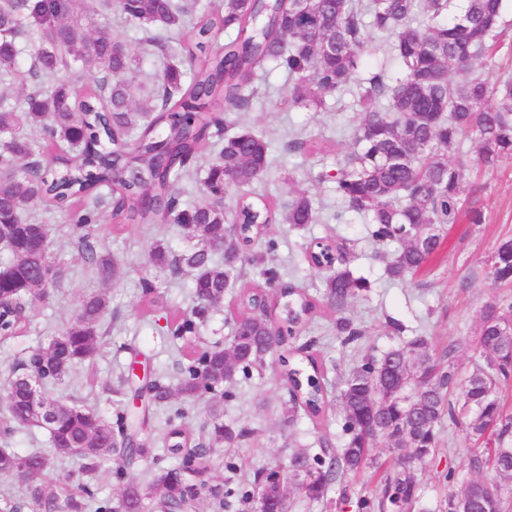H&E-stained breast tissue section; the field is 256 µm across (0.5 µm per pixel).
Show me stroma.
Masks as SVG:
<instances>
[{
	"label": "stroma",
	"instance_id": "35a3bbf8",
	"mask_svg": "<svg viewBox=\"0 0 512 512\" xmlns=\"http://www.w3.org/2000/svg\"><path fill=\"white\" fill-rule=\"evenodd\" d=\"M291 88L285 74L273 72L266 84L261 85L259 98L238 116L240 125L266 136L275 162L266 180L255 184L254 189L265 194L271 203H279L285 190L281 168L286 165L293 169L296 190L307 192L315 204L334 203L331 183L310 181L308 173L334 169L337 154L351 148L353 117L357 111L354 98L348 93L328 98L326 108L318 111L291 108L287 105ZM292 134L322 143L327 148L326 153L285 157L283 145ZM463 194L483 213L482 224L464 221L449 226L439 253L411 281L388 280L382 264L374 257L376 244L368 238L361 220L354 216L347 217L342 224L324 219L301 230L283 223L271 225L270 234L278 240L279 246L267 261L297 286L307 289L310 295L319 296L323 276L301 263L300 257L315 239L336 235L347 244L351 270L370 283L366 297L350 309L351 317L363 323L367 330L359 349L382 351L397 344V337L386 327L390 317L403 321L415 334L428 337L435 349H443L450 339L474 331L481 306L494 295L485 277L486 260L498 239L512 236V162L480 177L477 185H464ZM41 218L53 230L54 251L65 261L69 276L51 299L37 303L27 335L0 347V382L7 377L14 358L47 342L49 333L68 321L86 294L105 292L112 298V318L104 345L92 361L78 367L64 384L49 389L48 394L53 398H74L104 417H112L115 398L107 387L112 384L118 368L126 366L134 357L142 365L160 371L170 369L172 364L168 341L153 322L140 315L142 278L157 279L168 298L184 308L191 305L190 278L145 265L144 257L154 240L149 225L132 224L124 234L116 235L112 232V218L106 215L97 226V234L120 260L122 273L117 280L101 282L85 271L76 248L65 236L63 219L49 212L42 213ZM259 282L256 271L250 270L240 285L226 291L223 305L211 312L201 330V344H211L227 336L228 323L239 312L242 289ZM335 318V313L328 308L318 307L307 329L308 336L320 341L328 367L326 383L331 388L348 371L355 352L337 343L333 335ZM234 391V398L224 404V421L230 425H247L252 434L241 447L223 444L215 450L212 469L215 485H224L227 479L224 462L230 457L251 472L288 462L297 452L317 453L323 437L336 446L342 443L335 415H328L326 421L318 424L306 419L292 424L285 422L281 402L286 390L280 380V367L274 360H267L262 371L254 373L251 379L239 380ZM167 415V409H159L154 427L156 435L164 430ZM156 435L149 440L150 458L127 467L124 477L97 481L99 499L115 498L124 481L146 482L155 463L170 465L171 460ZM449 468L456 469L464 483L479 476L478 471L471 469L468 451L458 435L444 439L435 459L415 473L424 492L425 512H434L447 493L443 472ZM370 477L367 470L350 476L343 485L331 488L326 500L319 503L295 498L292 512H356L355 500Z\"/></svg>",
	"mask_w": 512,
	"mask_h": 512
}]
</instances>
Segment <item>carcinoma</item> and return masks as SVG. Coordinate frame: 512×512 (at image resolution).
<instances>
[{
    "instance_id": "carcinoma-1",
    "label": "carcinoma",
    "mask_w": 512,
    "mask_h": 512,
    "mask_svg": "<svg viewBox=\"0 0 512 512\" xmlns=\"http://www.w3.org/2000/svg\"><path fill=\"white\" fill-rule=\"evenodd\" d=\"M113 2L123 18L148 33L147 49L170 60L152 88L139 79L137 56L112 39V14L98 0H0V76L23 87L16 98L0 94V246L8 254L0 261V342L25 335L35 302L48 300L67 276L51 250L48 225L25 220L26 208L60 213L84 267L105 283L117 277L119 260L96 235L104 213L119 230L158 218L175 226L183 240L180 253L172 254L158 239L146 262L190 273L194 306L165 304L148 278L142 279L140 302L143 314L165 321L162 334L173 343L198 336L209 311L223 304L224 291L247 265L259 268L275 293L261 301V287L250 289L224 341L178 348L169 374L147 371L140 379L133 372L136 362H130L110 391L135 406L117 403L111 419L75 400L47 396L49 386L64 383L105 343L111 297L86 295L66 325L30 354L36 367L24 370L29 359L17 360L0 387L8 423L39 428L52 448L49 455L0 449V473L16 476L23 488L5 512H84L86 499L95 498L90 483L49 477L54 461L70 456L65 447L82 449V475H107L110 461L119 475L150 455L142 433L154 407L219 392L230 399L225 387L240 375L251 377L269 357L280 365L288 421L301 414L313 422L326 416V363L312 352L315 339L301 340L315 299L266 265V255L278 247L267 236L269 224L277 218L297 227L315 224L314 202L289 189L277 217L257 192L240 193L232 208H224L228 191L262 181L271 168L264 135L234 131L227 117L251 107L258 96L254 80L268 65L291 78V106L322 108L328 97L357 92L362 112L355 148L316 180L331 181L344 210L362 216L369 236L392 247L384 261L394 281L405 282L428 266L448 226L464 216L482 223V214L462 197L463 185L470 174L512 160V71L489 80L476 69L489 65L503 33L502 0H224L213 10L200 0ZM370 30L389 39L386 54L401 63L396 74L388 75L383 61L362 71ZM222 33L229 34L227 41L210 49ZM73 66L92 78V88L80 93L60 79ZM26 125L35 136L23 133ZM466 139L475 144L471 155L463 150ZM208 142L217 152L199 181L197 161ZM57 143L69 151L45 163V153ZM284 150L317 155L323 145L291 140ZM452 155L460 159L453 162ZM192 181L199 185V202L185 200ZM220 238L222 261L211 246ZM493 253L488 278L512 284V238L500 239ZM303 260L311 267L328 263L323 299L338 314L335 336L342 347L355 346L365 332L347 312L368 282L354 276L346 246L332 239L303 252ZM509 320L512 296L494 298L482 306L473 339L451 340L438 354L418 335L365 355L336 387L344 446L333 451L326 440L318 454L292 455L280 481L272 477L276 465L254 472L241 503L260 512L263 495L280 485L320 501L366 466L379 472L372 449L385 440L405 453L385 473L379 493L357 498V512H388L408 494L413 509L421 499L414 470L435 456L446 426L473 445L471 467L489 477L456 492V472L448 471L441 512H458L467 498L472 512L485 500L512 512V410L497 397L512 377V363L496 356ZM466 344L477 361L464 375L457 357ZM33 394L57 418L21 421ZM222 416L211 405L194 433L181 422L184 409L177 408L165 427L164 451L174 464L157 466L147 483L119 492L96 512H197L204 501L211 512H224L232 492L212 484L211 455L221 443L243 440L250 429L226 425Z\"/></svg>"
}]
</instances>
